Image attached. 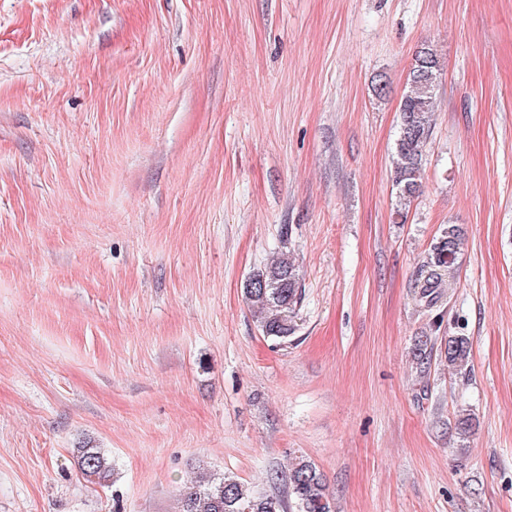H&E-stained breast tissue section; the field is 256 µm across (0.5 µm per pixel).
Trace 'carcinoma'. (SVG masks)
I'll return each instance as SVG.
<instances>
[{
    "mask_svg": "<svg viewBox=\"0 0 512 512\" xmlns=\"http://www.w3.org/2000/svg\"><path fill=\"white\" fill-rule=\"evenodd\" d=\"M441 63L437 49L424 45L416 52L408 74L409 90L402 98L398 138L392 152L393 183L396 188L395 214L406 220L411 202L418 195L424 176V149L430 135ZM461 230L448 227L434 253L422 268V281L416 300L431 309L442 299L446 278L452 270L460 245ZM301 282L295 263L286 257L266 265L251 277L245 297L264 336L286 343L294 333L292 314L301 299ZM432 337L418 336L412 353L417 369L430 365ZM470 341L465 336H450L445 346L448 367L458 371L469 364ZM78 464L83 478L102 483L112 476V462L101 448L78 449ZM288 494L297 512H334L322 474L304 459L288 473ZM178 512H287V505L277 494H262L231 477H214L199 472L188 481L177 498Z\"/></svg>",
    "mask_w": 512,
    "mask_h": 512,
    "instance_id": "cac0c4a2",
    "label": "carcinoma"
}]
</instances>
